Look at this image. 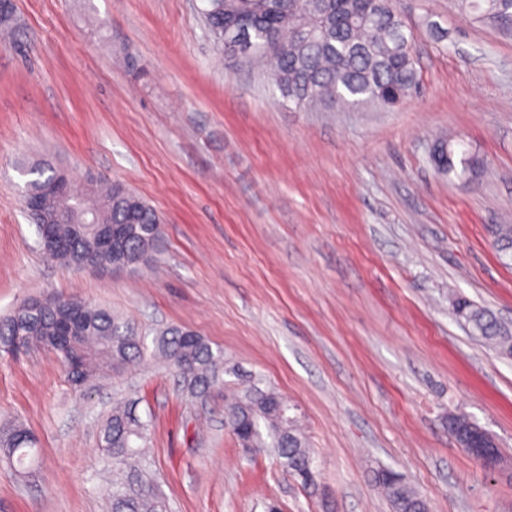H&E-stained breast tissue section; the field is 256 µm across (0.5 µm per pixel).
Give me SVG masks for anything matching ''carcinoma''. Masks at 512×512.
Segmentation results:
<instances>
[{
    "instance_id": "obj_1",
    "label": "carcinoma",
    "mask_w": 512,
    "mask_h": 512,
    "mask_svg": "<svg viewBox=\"0 0 512 512\" xmlns=\"http://www.w3.org/2000/svg\"><path fill=\"white\" fill-rule=\"evenodd\" d=\"M202 9L209 37L227 58L240 50L235 37L242 33L252 53L263 59L273 85L286 101L298 107L318 103L357 106L376 103L393 107L417 89V70L411 36L393 0H204ZM461 10L476 15L499 29L512 32V0H455ZM0 33L17 38L16 11L0 13ZM435 167L445 173L474 177L483 166L476 156L458 153L446 142L435 144ZM33 176L24 196L35 197L39 207L29 212L36 224H48L61 210L58 196L46 192L56 170L37 162L26 170ZM74 223L53 224L64 249L50 255L64 265L79 269L108 266L116 259L138 268L151 261L163 243L162 216L132 189L118 182L96 181L80 191L69 188L66 199ZM121 228L118 253L104 251L95 225ZM493 244L504 254L512 250V224L491 229ZM454 313L464 318L498 354L512 359V331L486 310L458 298ZM63 307L44 308L41 322H30L26 305L0 319V351L7 354L32 347H47L62 360L68 382L77 390L89 386L99 374L135 366L146 356H158L179 376L181 388L195 399L208 397L224 384V354L197 334L169 327L152 344L128 323L106 309L83 304L87 322L84 332L69 338L55 334L56 316ZM287 408L271 389L247 387L224 406V424L235 436L247 432L250 447L272 449L282 472L293 479L314 469L310 449L296 420L279 415ZM103 463L119 475L113 488L125 489L112 496V512H166L165 499L136 464L150 436L149 424L123 402L112 408L100 428ZM36 438L22 426L0 429V455L14 465L21 477L33 474L37 457ZM376 482L391 502L393 512H428L426 500L409 488L392 470L376 473Z\"/></svg>"
}]
</instances>
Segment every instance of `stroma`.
<instances>
[{
  "mask_svg": "<svg viewBox=\"0 0 512 512\" xmlns=\"http://www.w3.org/2000/svg\"><path fill=\"white\" fill-rule=\"evenodd\" d=\"M203 0H16L22 49L0 45V318L74 296L154 338L177 326L233 368L203 400L150 357L76 395L58 356H0V424L29 429L32 478L0 459V512H108L100 425L133 400L169 512H392L398 472L429 512H512V478L448 431L469 416L512 460V360L452 308L512 328V36L454 0H395L419 89L396 107L299 108L258 58L228 62ZM447 30L436 40L428 24ZM445 140L484 161L437 172ZM52 157L134 190L163 247L132 275L62 265L38 244L19 169ZM274 388L312 451L317 487L224 426L236 377Z\"/></svg>",
  "mask_w": 512,
  "mask_h": 512,
  "instance_id": "obj_1",
  "label": "stroma"
}]
</instances>
